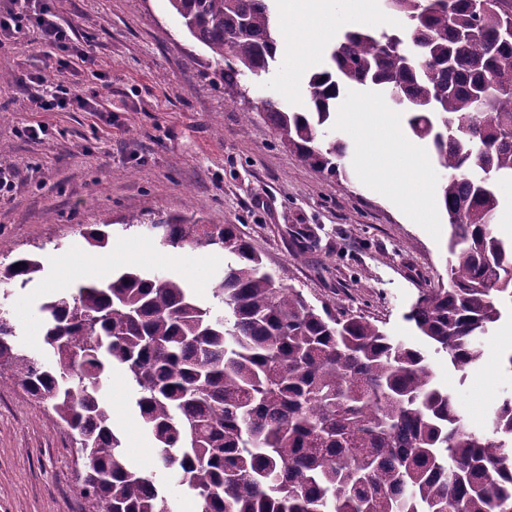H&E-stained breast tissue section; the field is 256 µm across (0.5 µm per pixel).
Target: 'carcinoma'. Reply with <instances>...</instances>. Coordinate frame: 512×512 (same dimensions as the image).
I'll return each instance as SVG.
<instances>
[{
  "label": "carcinoma",
  "instance_id": "obj_1",
  "mask_svg": "<svg viewBox=\"0 0 512 512\" xmlns=\"http://www.w3.org/2000/svg\"><path fill=\"white\" fill-rule=\"evenodd\" d=\"M188 33L224 63V89L279 61L273 0H169ZM405 27L357 28L309 77L310 104L269 98L280 145L336 175L348 145L334 134L352 85L383 91L428 141L451 228L448 287L430 288L407 319L459 370L512 303V239L493 231L512 184V0H387ZM174 249L233 258L199 300L181 279L135 267L56 292L41 305L47 357L23 350L0 309V368L71 433L85 512H179L155 475L128 462L101 378L120 367L159 464L195 512H505L512 510V396L490 433L467 427L457 398L433 384L424 351L362 316L310 302L280 283L235 224L133 215ZM92 248L112 241L91 224ZM19 268H14V264ZM45 266L26 253L0 268L24 287Z\"/></svg>",
  "mask_w": 512,
  "mask_h": 512
}]
</instances>
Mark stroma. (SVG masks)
<instances>
[{
	"label": "stroma",
	"instance_id": "stroma-1",
	"mask_svg": "<svg viewBox=\"0 0 512 512\" xmlns=\"http://www.w3.org/2000/svg\"><path fill=\"white\" fill-rule=\"evenodd\" d=\"M52 8L90 59L72 57L60 72L54 49L32 32L0 40V163L17 173L14 188L0 193V265L37 251L47 269L26 287L8 289L4 305L22 345L40 349L38 307L56 289L108 279L128 266L122 253L132 245L153 254L148 270L175 275L210 301L227 256L201 249L184 267L170 261L169 247L125 226L139 214L194 216L237 225L267 269L309 301L364 316L424 349L436 383L455 394L467 425L487 427L494 406L512 394V318L490 331L482 363L463 371L427 346L406 318L423 291L448 282L450 227L439 199L421 215L378 166L362 164L342 121L336 134L350 150L339 175L309 167L279 146L261 108L268 97L295 111L306 107L310 73L323 66L324 48L350 28L345 0L322 11L303 0H276V19L288 21L280 29L281 61L248 79L245 99L232 109L224 104L219 65L169 0H53ZM60 84L93 100L109 92V111H34L31 97ZM339 109L390 119L399 140L428 157L427 143L410 136L403 114L375 88H349ZM31 127L38 135H28ZM105 221L112 244L92 252L82 232ZM305 235L315 246L304 253ZM103 396L130 461L156 469L152 437L120 370L105 381ZM79 469L70 432L49 424L43 407L0 379V512H84Z\"/></svg>",
	"mask_w": 512,
	"mask_h": 512
}]
</instances>
